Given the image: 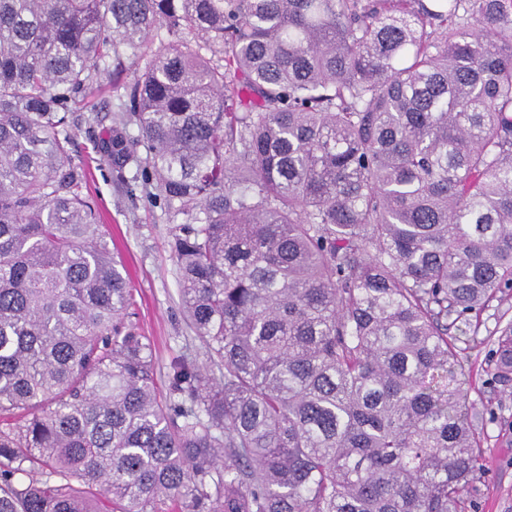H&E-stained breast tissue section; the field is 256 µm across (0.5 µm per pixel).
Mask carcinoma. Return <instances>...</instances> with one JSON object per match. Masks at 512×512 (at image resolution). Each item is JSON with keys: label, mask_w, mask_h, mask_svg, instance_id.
<instances>
[{"label": "carcinoma", "mask_w": 512, "mask_h": 512, "mask_svg": "<svg viewBox=\"0 0 512 512\" xmlns=\"http://www.w3.org/2000/svg\"><path fill=\"white\" fill-rule=\"evenodd\" d=\"M124 50L95 148L209 358L167 396L65 129ZM503 288L512 0H0V512H466L450 330Z\"/></svg>", "instance_id": "obj_1"}]
</instances>
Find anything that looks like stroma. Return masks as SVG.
Segmentation results:
<instances>
[{
	"mask_svg": "<svg viewBox=\"0 0 512 512\" xmlns=\"http://www.w3.org/2000/svg\"><path fill=\"white\" fill-rule=\"evenodd\" d=\"M133 78L128 66L119 76L106 71L95 79L87 103L77 104L69 115V155L73 164L89 173L87 189L98 206L100 229L131 281L135 303L131 320L136 332L151 341L157 384L164 390L174 358L186 355L204 365L208 355L184 320L167 211L151 203L152 185L139 183L131 193L113 181L108 163L94 149L127 115L124 86ZM510 322L512 289L452 329L469 408L481 436L484 469L469 487L472 512H512V385L501 386L490 375V351L500 328Z\"/></svg>",
	"mask_w": 512,
	"mask_h": 512,
	"instance_id": "35a3bbf8",
	"label": "stroma"
}]
</instances>
